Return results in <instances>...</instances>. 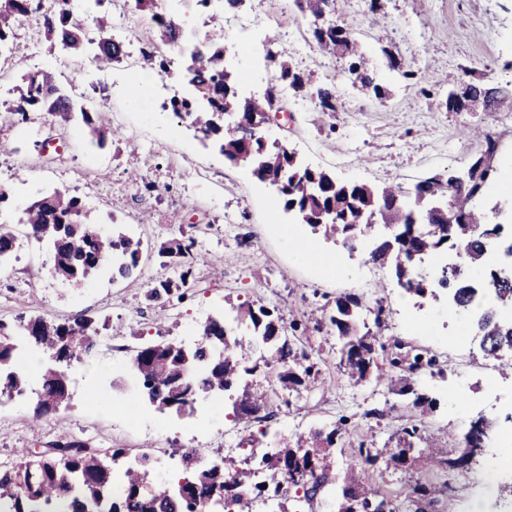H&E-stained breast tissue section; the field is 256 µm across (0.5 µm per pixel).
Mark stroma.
I'll return each instance as SVG.
<instances>
[{"label": "stroma", "instance_id": "1", "mask_svg": "<svg viewBox=\"0 0 512 512\" xmlns=\"http://www.w3.org/2000/svg\"><path fill=\"white\" fill-rule=\"evenodd\" d=\"M369 6L370 0H338L334 21L349 29L369 58L386 91L380 100L365 98L353 87L345 60L322 52L312 37V19L293 0H247L238 17L248 21V28L225 29L224 43L241 76L243 95L268 87L271 50L288 57L314 83L339 90L332 112L321 111L306 93L281 91L275 108L289 120L270 125L269 140L294 146L306 164L340 180L373 186L392 182L409 191L432 175H459L483 148L461 131L477 126L495 134L497 162L512 171V106L450 112L403 77L407 71L418 73L442 97L463 82L512 83V0H383L375 15ZM159 10L202 39L212 29L211 14H223L224 7L207 13L197 0H160ZM74 62L70 52L48 47L35 27L16 28L9 50L0 53V83L6 88L0 111L15 104L21 71L49 68L74 100L97 105L100 128L123 134L100 148L91 143L83 123L61 125L49 113L35 112L28 135L21 137L0 114V142L8 145L0 152V187L10 194L8 223L18 237L15 256L0 276V321L86 315L102 323L101 342L71 371L68 407L36 423L30 399L0 400V464L63 437L100 448L164 446L166 458L155 469L166 478L183 449L198 444L208 457L222 454L225 432L236 428L223 400H199L190 415L159 411L143 403L127 361L158 329L169 330L174 339L192 336L208 317L242 303L277 309L284 323H301L294 339L321 371L317 390L291 393L281 407L276 425L281 437L344 421L346 435L336 454L341 462L359 443L383 447L403 426H418L442 441L461 440L481 417L506 427L507 412L491 402L489 393L496 386L512 388V375H502L498 361L484 356L479 337L459 316H439L428 300L405 294L388 267H377L368 305L382 310V342L397 337L438 355L444 375L415 377L418 388L438 405L424 411L385 386L348 385L338 370L335 330L326 324L316 331L306 322L312 311L332 312L336 296L350 292L347 273L368 261L379 234L362 236L354 251L314 237V244L338 261V277L325 276L288 247L284 234L295 219L271 189L251 172L229 166L217 150L203 147L169 109L170 99L182 95L184 86L159 91L157 73L142 69L136 59L76 72ZM47 136L69 141L65 160L44 149L41 140ZM54 189L80 197L103 232L117 224L142 239L134 275L116 278L106 269L82 288L56 276L50 251L27 238L20 222L31 200ZM182 235L207 258L195 270V288L180 301L147 300L156 282L173 274L158 256L160 246ZM453 391L461 393L463 407L451 403ZM129 406L139 415L131 427L119 418ZM485 472L479 458L465 469L464 480L449 481L457 512H471L476 496L489 490L499 502L512 501V475L499 476L490 489Z\"/></svg>", "mask_w": 512, "mask_h": 512}]
</instances>
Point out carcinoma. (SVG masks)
<instances>
[{
    "label": "carcinoma",
    "mask_w": 512,
    "mask_h": 512,
    "mask_svg": "<svg viewBox=\"0 0 512 512\" xmlns=\"http://www.w3.org/2000/svg\"><path fill=\"white\" fill-rule=\"evenodd\" d=\"M134 6L136 11L151 15L155 22L153 42L141 50L142 67L162 73L169 61L157 54V46H178L180 29L173 19L158 12L157 0H134ZM296 6L313 18L322 12L336 14V0H296ZM34 11V0H6L0 4V43L10 39L20 18ZM95 22L101 36L93 61L104 69L120 60L123 45L107 36L110 18L97 16ZM42 27L47 42L62 45L74 56L82 55L85 20L71 10L68 0H61L58 10L43 18ZM313 37L328 55H348L347 73L352 85L377 98L382 96V88L371 78L367 57L347 29L334 25L324 30L316 27ZM267 58L274 68V84L270 86L273 94H278L282 86L296 92L307 91L322 111H336V86L311 84L293 64L272 51ZM181 72L192 95L171 100L172 111L187 120L201 135L203 144L217 148L232 166L248 169L259 180L279 186L284 210L296 211L299 223L343 243L349 239L353 225L371 231L372 222L382 214L399 225L400 234L380 242L370 252V258L392 268L408 294L440 300L436 285L419 272L414 253L432 255L448 248L459 251L466 270L481 272V280L474 284L462 273L448 276V298L458 310L469 314L473 331L485 344L486 356L498 359L503 353L512 352V320L501 315V310L512 309V282L498 280L486 265V255L492 249L487 235L495 234L510 249L512 238L502 235V225L492 223L487 208L474 205L475 200L485 197L496 179L498 142L491 133L468 129L469 134L482 139L485 148L470 163L473 174L465 183L455 185L449 179L443 183L432 176L417 182L407 197L399 185L375 187L344 182L325 170L305 166L293 150L277 141L265 142L260 136L249 145L241 141L234 129L224 126V111L239 112L258 127L265 123L273 100L239 95L238 72L224 65V45L216 38L208 36L190 49ZM468 86L472 100L485 107L500 103L509 95L506 88L498 85L470 82ZM18 92V102L11 112L21 121H28L29 113L40 110L65 124L79 116L98 144H105V135L94 126L91 117L95 111L92 101L80 106L73 103L60 90L52 72L23 73ZM432 202L440 203L449 217H436L432 233L423 236L413 226L428 213ZM23 224L29 236L50 245L55 272L71 274L70 284L74 286L91 283L109 263L122 278L132 276L138 267L141 240L120 231L102 233L94 214L79 197L66 191L56 190L35 198L23 213ZM16 242V235L0 225V265L10 260ZM194 245L192 239L174 238L160 246L158 255L175 276L154 285L149 299L185 297L194 285L193 267L203 263L202 256L193 252ZM366 302L363 294L340 295L329 316L341 343L338 356L343 376L355 386L373 381L396 386L399 394L413 395V407L435 408L436 400L419 390L409 373H443L438 358L395 337L390 347L382 348L383 359L377 360V336L360 328ZM200 336L192 347L151 340L135 351L132 372L149 402L158 400L171 411L184 414L194 410L197 398L226 392L232 396L234 421L248 425L254 419L275 415L280 407L276 389L257 387L247 379L259 367L274 370L277 383L288 393L303 385L312 388L318 381L317 364L306 351L290 342L284 335L281 317L273 316L267 307L255 309L241 304L230 321L223 316L210 317L202 325ZM99 342L95 320L85 315L65 322L30 316L19 319L14 327L0 321V393L11 398L23 394L32 384L30 375L18 371V360L26 347L51 358L39 373L34 418L68 406L69 371ZM259 346L264 352L262 364L250 367L251 355ZM492 430L488 420L481 424L471 422L460 455L450 457L447 449L420 434L417 428L404 427L393 433L383 448H368L360 443L338 477L336 442L344 431L339 423L285 440L265 454L261 461L267 465L266 480L255 489L270 497L272 512H288L289 488L294 490L297 509L328 493L334 512H354L357 500L361 501L362 512H408L419 500L440 505L441 512H454L453 500L447 496L448 483L439 485L415 478L406 466L408 456L416 452L433 466L463 468L472 459V449L483 447ZM123 454L120 448H93L86 443L76 446L70 440H60L51 452L27 453L9 465H0V512H246L248 508L250 497L222 495V491L244 483V472L238 464L228 459L224 468L216 471L200 465L197 453L190 450L182 455V471L168 480L156 477L146 456L128 466L122 476L124 495L114 499L112 467ZM379 462L400 474L405 501H396L369 480V468ZM300 471L308 472V482L295 478Z\"/></svg>",
    "instance_id": "obj_1"
}]
</instances>
